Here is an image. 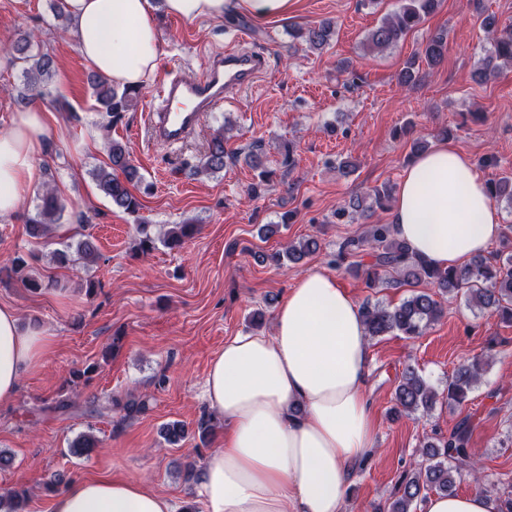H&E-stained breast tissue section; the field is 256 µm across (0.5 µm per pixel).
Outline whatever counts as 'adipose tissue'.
Returning <instances> with one entry per match:
<instances>
[{"instance_id":"obj_1","label":"adipose tissue","mask_w":512,"mask_h":512,"mask_svg":"<svg viewBox=\"0 0 512 512\" xmlns=\"http://www.w3.org/2000/svg\"><path fill=\"white\" fill-rule=\"evenodd\" d=\"M297 0H164L196 23L246 15L287 18ZM76 49L113 86L143 87L162 55L154 0H66ZM48 127L40 107L14 112L0 133V218L13 216L40 178ZM395 236L445 269L485 255L502 217L471 159L442 141L405 169L390 207ZM49 341L0 307V402L41 362ZM371 350L358 302L322 271L300 275L271 333L226 340L204 380L210 412L224 424L196 499L201 512H343L352 477L377 451L367 395ZM52 512H176L145 482L109 474L69 483ZM424 512H499L481 492L434 495Z\"/></svg>"}]
</instances>
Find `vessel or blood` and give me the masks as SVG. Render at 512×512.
<instances>
[{
  "label": "vessel or blood",
  "instance_id": "1",
  "mask_svg": "<svg viewBox=\"0 0 512 512\" xmlns=\"http://www.w3.org/2000/svg\"><path fill=\"white\" fill-rule=\"evenodd\" d=\"M249 39V34L238 35L237 45L212 56L198 76L185 75L172 63L164 66L147 106L157 141L166 145L184 142L196 132L204 113L230 102L235 91L253 85L265 73V54L240 48Z\"/></svg>",
  "mask_w": 512,
  "mask_h": 512
}]
</instances>
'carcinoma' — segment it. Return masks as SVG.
I'll return each mask as SVG.
<instances>
[{"instance_id":"cac0c4a2","label":"carcinoma","mask_w":512,"mask_h":512,"mask_svg":"<svg viewBox=\"0 0 512 512\" xmlns=\"http://www.w3.org/2000/svg\"><path fill=\"white\" fill-rule=\"evenodd\" d=\"M437 0H402L400 8L385 17L381 24L373 29L367 38L368 47L374 51H383L396 46L406 34L430 15ZM483 27L492 34L491 49L483 58L482 71L495 74L500 68L499 62L512 64V29H497V21L487 16L482 21ZM334 34L331 26L321 24L307 29H297L291 36L310 47L328 44ZM447 51L446 35L439 34L430 38L421 52L407 62L401 75V83L408 85L413 79L416 63L423 60L429 66L440 63ZM14 62L23 63L25 82L31 95H41V83L51 76L53 61L38 50L29 35H25L11 45ZM99 111L105 113L112 121H117L121 114L128 111L139 96V89L112 86L104 76L94 74L90 78ZM224 130L214 135L207 151L196 167L198 173H214L224 169ZM109 164L95 170L94 177L99 190L108 197L112 204L130 213L138 211L140 202L130 191L128 184L138 179V170L131 164L126 145L117 140L110 142ZM488 194L495 202L505 201L512 205V176L503 175L487 182ZM392 198L389 187L374 188L365 197L353 203L361 210L386 209ZM64 203L51 190H46L37 216L30 220L28 234L40 239L48 235L50 224L61 215ZM197 231L194 224H175L162 237L156 239L148 232V225H138L139 249L143 253L152 251L156 242L170 250L178 249L186 239ZM321 250L318 237L310 235L297 242H292L284 250L261 253L258 260L277 267L287 262H299ZM370 256L371 262L363 263L364 256ZM347 265V269L360 277L368 288L387 284L395 288L409 286L412 293L399 305L389 307L379 302L366 303L361 314L367 336L371 338L396 334L416 338L439 320L443 308L434 298V293L422 289L430 285L441 295L462 294L476 306L496 313L502 321L512 323V254L492 257L480 256L468 263L441 270L432 267L424 259L409 252L404 242L393 234L389 224H373L363 235L346 238L336 254V265ZM489 356L477 357L470 362L459 365L448 377L446 392H438L423 377L418 368L409 364L402 370L395 389L394 412L398 415L411 416L419 411L428 413L435 409L441 400L449 405H460L469 399L470 393L480 382ZM113 405L123 411L121 419H132L146 409L143 400L129 398ZM162 435L170 446L179 445L187 436V429L179 422H170L162 427ZM471 426L468 420H461L448 435L434 442L424 444L423 456L426 464L414 466L404 472L393 497L385 505L377 506L374 512H416L417 505L423 501L429 491L441 494L453 492L455 476L468 468L473 472L480 469V462L470 448ZM98 447V439L92 434L78 436L70 446V453L81 457L89 455ZM29 490L10 488L0 495V504L8 505V512H24Z\"/></svg>"}]
</instances>
